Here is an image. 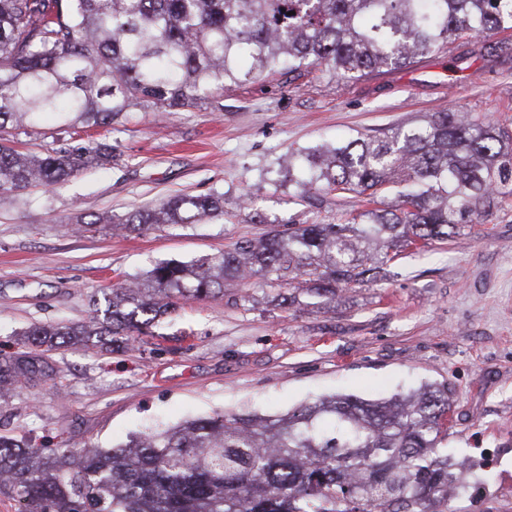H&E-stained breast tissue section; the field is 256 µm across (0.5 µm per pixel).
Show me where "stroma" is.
Returning a JSON list of instances; mask_svg holds the SVG:
<instances>
[{"label":"stroma","instance_id":"35a3bbf8","mask_svg":"<svg viewBox=\"0 0 512 512\" xmlns=\"http://www.w3.org/2000/svg\"><path fill=\"white\" fill-rule=\"evenodd\" d=\"M502 40L483 34L351 81L317 69L272 74L226 89L219 111L148 107L75 134L44 115L17 135L20 150L104 141L116 158L0 204V353L32 322L89 319L93 299L157 263L364 209L353 193L297 201L282 166L294 149L387 133L451 106L512 127V50ZM181 193L223 194V216L120 229L131 212ZM390 270L337 289L331 304L299 278L289 307L277 282L228 279L222 295L181 304L133 347L53 351L63 387L21 389L0 407V433L51 449L109 448L216 410L280 415L326 395L382 399L444 384L454 406L443 445L479 476L450 512H512V196L453 241L401 252Z\"/></svg>","mask_w":512,"mask_h":512}]
</instances>
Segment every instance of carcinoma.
<instances>
[{
    "mask_svg": "<svg viewBox=\"0 0 512 512\" xmlns=\"http://www.w3.org/2000/svg\"><path fill=\"white\" fill-rule=\"evenodd\" d=\"M512 29V0H0V201L112 162L95 141L43 154L10 145L40 114L110 126L143 107L221 108L224 88L281 68L358 78ZM298 201L352 192L371 208L337 224H290L220 254L156 264L112 289L104 318L33 323L0 354V401L55 380L49 353L128 348L227 276L336 286L378 278L398 252L459 235L512 193V130L460 109L381 136L359 133L288 154ZM395 194L384 206L380 194ZM224 215V196L175 195L130 213L126 229ZM451 397L426 385L387 399L335 394L285 415L214 411L112 448L45 454L0 434V496L19 512H448L472 468L448 458Z\"/></svg>",
    "mask_w": 512,
    "mask_h": 512,
    "instance_id": "cac0c4a2",
    "label": "carcinoma"
}]
</instances>
